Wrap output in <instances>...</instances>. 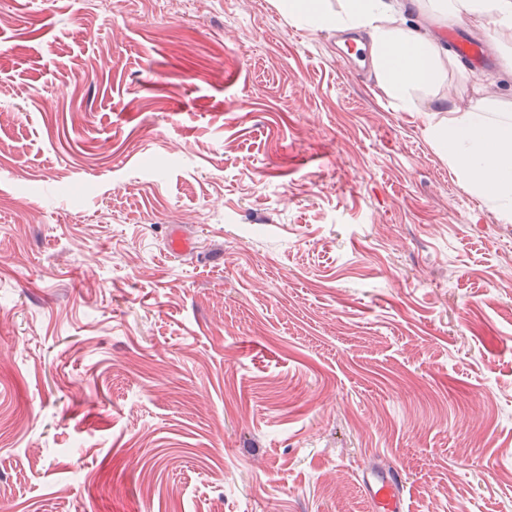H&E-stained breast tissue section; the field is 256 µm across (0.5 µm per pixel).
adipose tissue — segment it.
<instances>
[{
  "label": "adipose tissue",
  "instance_id": "1",
  "mask_svg": "<svg viewBox=\"0 0 512 512\" xmlns=\"http://www.w3.org/2000/svg\"><path fill=\"white\" fill-rule=\"evenodd\" d=\"M289 17L329 29L363 30L383 90L392 97L442 83L447 50L419 26L396 17L390 0H344L330 10L324 0H278ZM481 17L495 28V40L512 63V0H432L424 21L435 14ZM435 147L454 165L470 191L499 204L512 217V107L476 106L448 123L430 125Z\"/></svg>",
  "mask_w": 512,
  "mask_h": 512
}]
</instances>
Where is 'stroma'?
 <instances>
[{
	"mask_svg": "<svg viewBox=\"0 0 512 512\" xmlns=\"http://www.w3.org/2000/svg\"><path fill=\"white\" fill-rule=\"evenodd\" d=\"M0 12V512L512 504V221L424 115L512 68L409 112L275 0ZM360 480L375 511H410L402 481L396 472L370 468L362 472Z\"/></svg>",
	"mask_w": 512,
	"mask_h": 512,
	"instance_id": "35a3bbf8",
	"label": "stroma"
}]
</instances>
